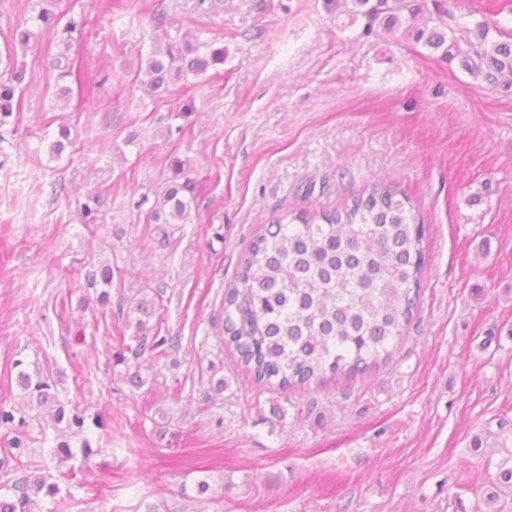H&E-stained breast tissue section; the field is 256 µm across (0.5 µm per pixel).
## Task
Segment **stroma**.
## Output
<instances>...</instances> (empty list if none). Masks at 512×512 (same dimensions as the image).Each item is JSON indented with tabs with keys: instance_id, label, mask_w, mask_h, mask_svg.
<instances>
[{
	"instance_id": "35a3bbf8",
	"label": "stroma",
	"mask_w": 512,
	"mask_h": 512,
	"mask_svg": "<svg viewBox=\"0 0 512 512\" xmlns=\"http://www.w3.org/2000/svg\"><path fill=\"white\" fill-rule=\"evenodd\" d=\"M37 3L0 0V75H22L0 124V409L20 410L17 370L38 367L105 426L72 437L63 463L50 419L23 412L20 452L0 427V485L59 486L18 512H512V488L492 484L512 468V90L401 33L364 35L347 4L142 0L105 12L60 0L87 17L82 34L40 30L12 49ZM185 32L223 49V63L148 92L141 55ZM66 57L99 106L77 88L58 100ZM186 99L195 112L182 121ZM63 123L74 144L57 157ZM173 155L204 189L164 240L136 204ZM379 180L430 226L392 359L305 391L255 383L224 344L239 260L271 215L329 209ZM102 265L111 286L87 279ZM143 300L148 340L166 355L116 363L113 348L137 345ZM13 489L15 491H19L22 493V496L20 497V502L24 504V502H27L30 498L29 493L32 491H36V493H40L44 489H46V492L48 494L53 495L55 493L56 487L54 484H47L46 480L41 476H35V477H26L25 479L16 482L13 486Z\"/></svg>"
}]
</instances>
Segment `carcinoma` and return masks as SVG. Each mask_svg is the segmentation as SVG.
I'll return each mask as SVG.
<instances>
[{
	"label": "carcinoma",
	"mask_w": 512,
	"mask_h": 512,
	"mask_svg": "<svg viewBox=\"0 0 512 512\" xmlns=\"http://www.w3.org/2000/svg\"><path fill=\"white\" fill-rule=\"evenodd\" d=\"M364 19L363 34L397 30L430 56L456 62L463 72L490 86L512 89V35L495 21H472L474 40L461 47L448 24V0H351ZM43 8L35 18L51 31L64 24L68 38L88 19ZM224 62V50L186 32L160 39L140 62L151 92ZM19 75L0 80V123L12 116ZM73 144L71 128L61 125L50 150L60 155ZM170 176L145 222L163 239L169 226L189 219L199 187L186 162L172 158ZM426 225L417 222L409 198L387 181L366 196L321 212L293 210L263 225L224 291V344L238 355L239 367L258 383L305 388L326 375L354 377L387 363L402 329L413 318L426 266ZM20 367L21 409L46 412L55 429L80 430L85 415L66 409L53 375ZM22 493L54 494L41 476L13 486Z\"/></svg>",
	"instance_id": "obj_1"
}]
</instances>
